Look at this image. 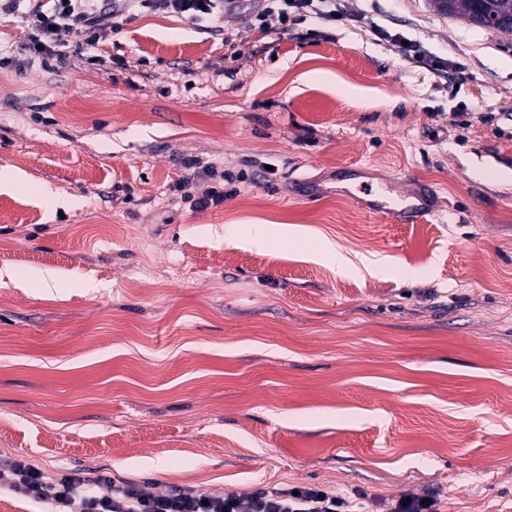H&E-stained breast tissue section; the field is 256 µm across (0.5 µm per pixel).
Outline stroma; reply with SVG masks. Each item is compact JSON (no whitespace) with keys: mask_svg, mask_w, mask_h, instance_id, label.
<instances>
[{"mask_svg":"<svg viewBox=\"0 0 512 512\" xmlns=\"http://www.w3.org/2000/svg\"><path fill=\"white\" fill-rule=\"evenodd\" d=\"M343 5L315 43L254 28L249 0L220 34L107 15L94 54L63 33L50 68L0 18V172L30 181L0 183V249L26 258L0 261V461L512 512V34L427 0ZM366 16L464 71L413 62ZM369 184L438 211L393 223Z\"/></svg>","mask_w":512,"mask_h":512,"instance_id":"obj_1","label":"stroma"}]
</instances>
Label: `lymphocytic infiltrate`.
Returning a JSON list of instances; mask_svg holds the SVG:
<instances>
[{"mask_svg": "<svg viewBox=\"0 0 512 512\" xmlns=\"http://www.w3.org/2000/svg\"><path fill=\"white\" fill-rule=\"evenodd\" d=\"M227 0H0V15H17L29 22L28 50L41 64L63 62L56 51L59 33L76 39V47L91 50L100 40L99 21L112 17L121 30L139 15L175 14L193 23L223 20ZM254 27L270 34H287L314 18L327 24L343 21L340 0H270L251 15ZM0 487L19 488L51 512H362L366 492L341 494L318 485L271 487L256 492L215 496L202 490L172 488L161 494L134 480L95 477L78 470L45 475L20 461L0 465Z\"/></svg>", "mask_w": 512, "mask_h": 512, "instance_id": "obj_1", "label": "lymphocytic infiltrate"}]
</instances>
